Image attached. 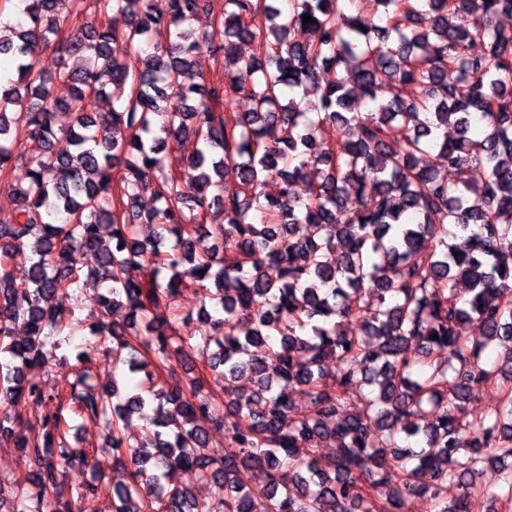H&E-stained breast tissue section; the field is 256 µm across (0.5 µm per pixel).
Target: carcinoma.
Here are the masks:
<instances>
[{"mask_svg": "<svg viewBox=\"0 0 512 512\" xmlns=\"http://www.w3.org/2000/svg\"><path fill=\"white\" fill-rule=\"evenodd\" d=\"M22 2L24 20L0 36L16 71L0 83V189L16 199L0 216V404L68 395L72 416L102 422L109 441L57 454L70 418L17 434L1 410L0 434H16L37 467L12 493L38 512H74L65 472L91 461L95 482L77 497H110L112 512H409L424 494L437 512H494L512 499V30L493 25L512 17V0H289L286 12L274 0H224L219 14L213 0H168L164 14L154 0H95L74 34L78 0ZM202 13L208 29L193 26ZM260 13L271 27L252 24ZM462 14L472 23L458 25ZM298 29L306 40L291 37ZM243 44L259 55L244 56ZM44 47L59 59L48 74L35 69ZM204 49L224 57V78L188 86ZM79 56L83 66L69 67ZM330 68L335 79L320 85ZM58 84L69 98L54 95ZM310 88L317 102L293 97ZM242 95L248 112L235 110ZM358 99L372 108L357 111ZM62 110L71 121L58 128ZM15 129L43 151L20 150ZM184 137L199 148L173 169L161 153ZM431 151L446 171L482 169V185L449 184L422 163ZM16 168L24 181L8 179ZM313 172L312 195L297 197ZM215 206L222 248L206 231ZM138 224L155 225L153 237L137 238ZM86 287L105 290L94 334L112 338L113 365L145 380L132 390L115 377L90 383L92 346L76 353L74 381L47 395L31 371L48 363L59 314ZM187 287L201 298L195 316L176 304ZM117 307L127 322L109 320ZM353 320L357 336L344 330ZM466 320L481 342L459 334ZM198 350L210 353L216 390L195 378L157 388L168 363ZM245 372L254 386L242 390ZM499 373L508 385L498 406L473 415L468 404ZM356 383L374 387L366 407L336 419ZM296 391L308 403L301 415ZM134 414L146 424L130 446ZM212 428L224 431L221 463L207 453ZM323 443L331 455L302 452ZM488 467L502 472L492 489L479 483ZM176 468L196 471L211 495L166 485ZM242 468L264 483L263 498L246 490Z\"/></svg>", "mask_w": 512, "mask_h": 512, "instance_id": "cac0c4a2", "label": "carcinoma"}]
</instances>
